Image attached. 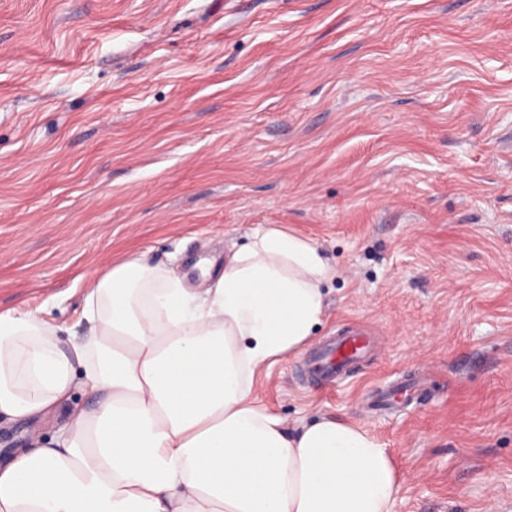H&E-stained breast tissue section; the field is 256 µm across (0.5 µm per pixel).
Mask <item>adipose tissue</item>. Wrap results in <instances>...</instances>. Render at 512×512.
<instances>
[{
	"mask_svg": "<svg viewBox=\"0 0 512 512\" xmlns=\"http://www.w3.org/2000/svg\"><path fill=\"white\" fill-rule=\"evenodd\" d=\"M337 275L271 227L198 288L141 256L108 268L67 347L61 326L0 313V428L58 426L0 454V512H391L402 480L367 428L292 430L252 397L257 371L310 343Z\"/></svg>",
	"mask_w": 512,
	"mask_h": 512,
	"instance_id": "adipose-tissue-1",
	"label": "adipose tissue"
}]
</instances>
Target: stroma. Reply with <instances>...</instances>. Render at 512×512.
<instances>
[{"label":"stroma","mask_w":512,"mask_h":512,"mask_svg":"<svg viewBox=\"0 0 512 512\" xmlns=\"http://www.w3.org/2000/svg\"><path fill=\"white\" fill-rule=\"evenodd\" d=\"M270 225L339 270L318 339L373 336L334 386L264 368L256 403L366 427L393 512H512V0H0V312L81 335L96 272L195 288ZM420 387L416 383H408L406 381H394L376 396L373 401V406L377 407L375 410H390L398 403L403 397H407L408 388L410 386Z\"/></svg>","instance_id":"35a3bbf8"}]
</instances>
